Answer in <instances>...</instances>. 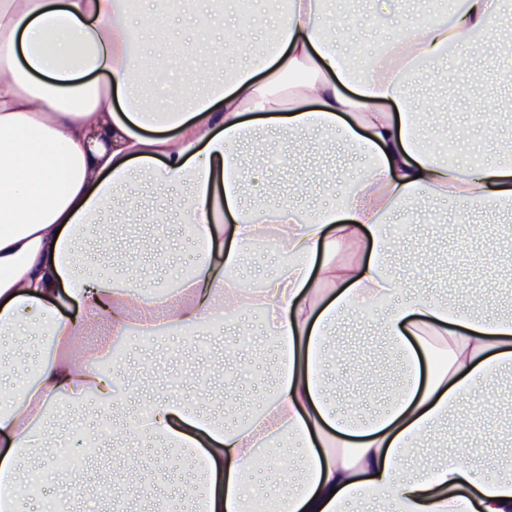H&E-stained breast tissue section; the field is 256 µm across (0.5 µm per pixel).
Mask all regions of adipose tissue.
I'll list each match as a JSON object with an SVG mask.
<instances>
[{
    "instance_id": "obj_1",
    "label": "adipose tissue",
    "mask_w": 512,
    "mask_h": 512,
    "mask_svg": "<svg viewBox=\"0 0 512 512\" xmlns=\"http://www.w3.org/2000/svg\"><path fill=\"white\" fill-rule=\"evenodd\" d=\"M499 0H463L446 22L427 21L371 60L355 80L337 50L325 0H288L261 45L232 24L219 41L242 58L232 77L190 67L167 85L170 111L147 105L142 74L158 65L166 30L145 52L129 0H0V512H34L20 475L38 468L27 450L51 410L116 402L108 346L77 356L87 333L193 335L258 316L274 365L259 407L242 421L177 394L154 398L129 435L184 449L193 461L179 488L202 512H244L262 459H292L268 481L278 512H512V464L497 475L449 452L409 460L408 450L448 422L450 407L512 370V312L496 301L445 299L406 285L390 266L392 217L452 198L512 209V158L480 167L440 161L417 131L407 89L423 67L489 32ZM341 132L367 157L341 202L305 214L301 190L266 179L262 135ZM155 193L138 204L141 187ZM257 204H247V196ZM121 213L163 232L185 224L198 246L179 287L151 288L144 273L82 265L84 249L115 236ZM271 245L274 273L242 276L247 248ZM389 303L383 330L401 384L381 414L336 412L337 323ZM430 363L421 373L422 363Z\"/></svg>"
}]
</instances>
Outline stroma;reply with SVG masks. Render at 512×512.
I'll return each mask as SVG.
<instances>
[{"label":"stroma","mask_w":512,"mask_h":512,"mask_svg":"<svg viewBox=\"0 0 512 512\" xmlns=\"http://www.w3.org/2000/svg\"><path fill=\"white\" fill-rule=\"evenodd\" d=\"M391 0H332L329 15L348 18L349 24L338 42L340 50L360 47L365 54L374 55L392 39L401 36L420 20L445 18L444 0H402L399 8H391ZM209 13L212 22L223 24L235 21L246 39L261 41L276 25L278 14L272 0H224L223 7H210L203 0H184L183 4L163 7L154 0H141L135 22L143 35H151L154 25L167 27L172 35L168 49L167 69L170 77H177L188 66L213 62L209 51L186 57L180 52L183 44L197 36V19ZM469 68L484 74V82L471 84L465 74L449 80V70L455 61H447L420 72L412 81L410 95L415 103L424 104L422 114L426 135L434 142L457 136L466 148L483 149L493 155L500 143L512 141V112L492 115L494 102L502 95L512 93V59L497 55L492 37L480 39L466 49ZM489 113L486 125L470 124V113ZM320 137L311 133L291 145L288 161L274 165L270 175L284 186L303 184L308 189L305 199L314 208L340 196L346 183L365 164V157L347 146L340 137L331 138L326 159H319ZM427 224L425 236L410 234L401 237L392 257V267L401 277H418L428 290L461 289L463 296L488 298L495 296L501 304L512 303V218L495 210L472 208L456 200L433 202L424 212ZM148 225L136 227L127 238L115 260L131 270L152 267L156 278L173 275L181 266L194 263L196 248L181 224L172 223L166 229L160 250L162 261L143 251L140 241L151 235ZM426 253V264L413 270L415 253ZM233 335H203L196 341L166 337L153 345H145L138 336L123 339L125 374L120 375L116 389L118 405L115 420H122L145 407L150 398L177 391L182 397L202 400L206 393L223 392L233 386L240 403L228 411L231 419L239 418L259 402L260 390L270 367V351L260 336H252L250 349L242 365L225 362L227 349L236 344ZM336 342L340 349L351 354L380 357L384 343L380 319L362 324L342 322L336 328ZM149 363L152 371L139 378L134 374L140 363ZM336 404L342 411L362 418L379 411L385 401V392H367L363 389L358 364L344 366L336 373ZM495 403L493 413L485 421L491 428L490 437L478 439L460 431L448 439L450 450L463 459L481 460L489 474H496L499 461L512 458V378L502 377L489 386L488 391L461 402L457 418L476 415L485 398ZM98 436V452L84 460L82 469L86 480L79 496L69 506L70 512H109L112 491L103 482L104 473L113 464L130 462L144 468L168 470L170 476L179 471L168 466V452L159 448L149 437L125 441L122 448H114L112 437L99 432V416L93 404L79 410L59 407L52 411L43 428L44 451L41 467L56 473L62 468L59 447H84L90 436Z\"/></svg>","instance_id":"1"}]
</instances>
